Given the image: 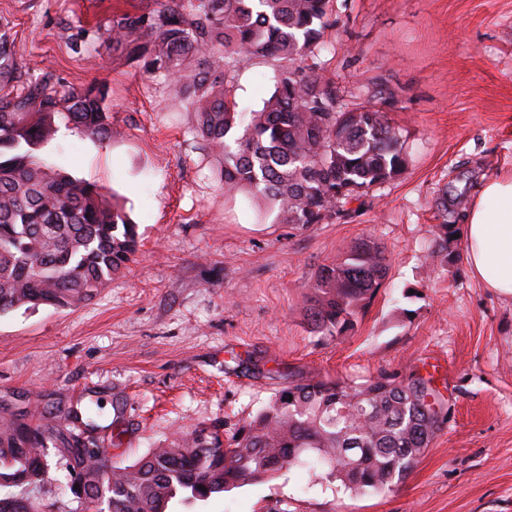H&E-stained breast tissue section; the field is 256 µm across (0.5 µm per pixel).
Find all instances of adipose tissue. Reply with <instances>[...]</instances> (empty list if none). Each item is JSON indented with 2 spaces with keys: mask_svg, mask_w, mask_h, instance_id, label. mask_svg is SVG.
I'll use <instances>...</instances> for the list:
<instances>
[{
  "mask_svg": "<svg viewBox=\"0 0 512 512\" xmlns=\"http://www.w3.org/2000/svg\"><path fill=\"white\" fill-rule=\"evenodd\" d=\"M466 262L494 294L512 297V174L487 180L468 209Z\"/></svg>",
  "mask_w": 512,
  "mask_h": 512,
  "instance_id": "adipose-tissue-1",
  "label": "adipose tissue"
}]
</instances>
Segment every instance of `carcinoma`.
<instances>
[{"label":"carcinoma","instance_id":"1","mask_svg":"<svg viewBox=\"0 0 512 512\" xmlns=\"http://www.w3.org/2000/svg\"><path fill=\"white\" fill-rule=\"evenodd\" d=\"M334 0H147L112 19L105 42L164 75L196 116V132L223 161L224 194L248 191L277 207L285 224H321L345 205L400 176L406 152L399 129L367 103H346L325 76L320 52ZM279 62L273 91L258 110L235 99L242 64ZM98 88H74L53 73L39 77L18 61L0 33V313L25 305L64 307L88 301L132 261L138 239L126 214L94 183L49 168L37 151L55 119L102 139L112 114ZM441 224L432 253L448 265L459 225ZM384 248L354 242L321 268L307 298L315 331L342 336L387 276ZM448 411L432 376L382 371L361 384L293 378L229 438L206 428L180 433L128 465L107 453L87 457L79 435L59 423L99 428L93 408L0 412V488L42 482L51 446L69 476H84L99 512H174L294 467L319 466L316 480L338 482L353 497L382 494L401 482L430 447ZM0 512H36L16 496Z\"/></svg>","mask_w":512,"mask_h":512}]
</instances>
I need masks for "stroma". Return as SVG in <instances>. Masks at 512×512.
<instances>
[{
	"label": "stroma",
	"mask_w": 512,
	"mask_h": 512,
	"mask_svg": "<svg viewBox=\"0 0 512 512\" xmlns=\"http://www.w3.org/2000/svg\"><path fill=\"white\" fill-rule=\"evenodd\" d=\"M145 4L0 0L22 62L101 87L111 138L60 119L39 155L114 196L139 242L92 300L0 314V405L97 401V438L129 464L198 426L234 432L292 375L358 384L416 369L432 374L448 421L393 490L353 498L294 468L203 512H512V297L431 252L440 196L460 224L481 182L512 172V0H336L324 72L344 101L377 98L408 163L345 215L304 226L250 193L225 197L195 114L163 76L105 46L113 16ZM276 70L270 59L241 66L240 108H260ZM369 237L388 251L382 288L352 333L313 332L306 298L318 271ZM48 460L29 500L83 512L64 462Z\"/></svg>",
	"instance_id": "obj_1"
}]
</instances>
